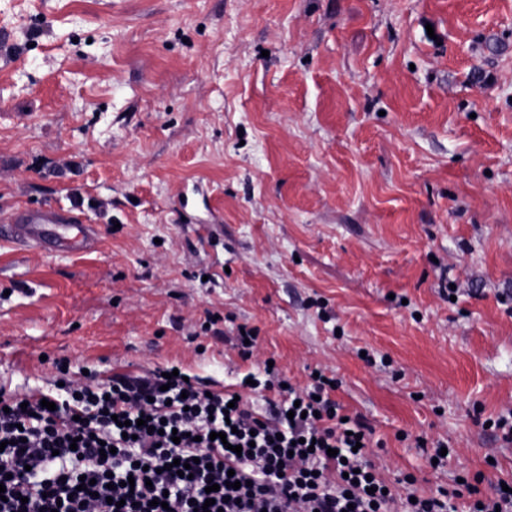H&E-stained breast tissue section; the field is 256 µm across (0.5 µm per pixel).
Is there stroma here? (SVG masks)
<instances>
[{
  "instance_id": "stroma-1",
  "label": "stroma",
  "mask_w": 512,
  "mask_h": 512,
  "mask_svg": "<svg viewBox=\"0 0 512 512\" xmlns=\"http://www.w3.org/2000/svg\"><path fill=\"white\" fill-rule=\"evenodd\" d=\"M50 201L100 249L0 239V391L271 359L388 479L512 482V0H0V211ZM491 422V425H488V428H485V424ZM482 427L485 430H489L492 435L500 440L505 445L512 444V411L508 413V415H498L496 418H486Z\"/></svg>"
}]
</instances>
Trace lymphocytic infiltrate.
<instances>
[{"mask_svg":"<svg viewBox=\"0 0 512 512\" xmlns=\"http://www.w3.org/2000/svg\"><path fill=\"white\" fill-rule=\"evenodd\" d=\"M331 390L323 374L287 386L262 415L232 391L158 369L65 380L52 411L0 394V512H456L466 494L469 512H512V492L479 494L468 476L398 495L368 460L372 428L346 416ZM176 459L187 476L172 469ZM84 478L92 490L80 489Z\"/></svg>","mask_w":512,"mask_h":512,"instance_id":"1","label":"lymphocytic infiltrate"}]
</instances>
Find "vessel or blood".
<instances>
[{"mask_svg": "<svg viewBox=\"0 0 512 512\" xmlns=\"http://www.w3.org/2000/svg\"><path fill=\"white\" fill-rule=\"evenodd\" d=\"M0 231L9 239L57 254L85 253L96 241L95 227L79 208L53 202L1 212Z\"/></svg>", "mask_w": 512, "mask_h": 512, "instance_id": "vessel-or-blood-1", "label": "vessel or blood"}]
</instances>
